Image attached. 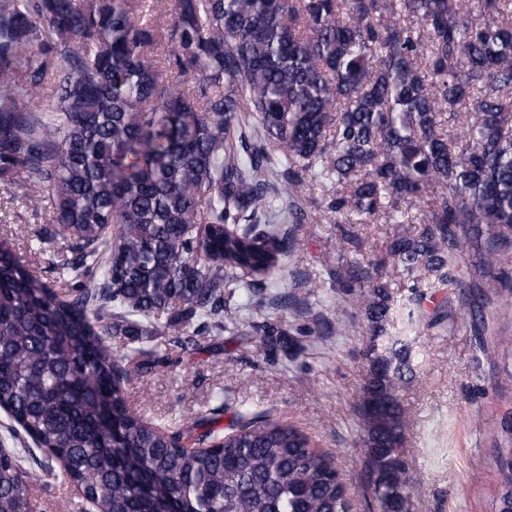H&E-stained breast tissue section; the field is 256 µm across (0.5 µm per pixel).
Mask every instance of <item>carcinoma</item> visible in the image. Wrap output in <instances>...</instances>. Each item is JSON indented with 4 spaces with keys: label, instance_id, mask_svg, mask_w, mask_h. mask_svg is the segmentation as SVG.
Instances as JSON below:
<instances>
[{
    "label": "carcinoma",
    "instance_id": "cac0c4a2",
    "mask_svg": "<svg viewBox=\"0 0 512 512\" xmlns=\"http://www.w3.org/2000/svg\"><path fill=\"white\" fill-rule=\"evenodd\" d=\"M0 0V178L50 212L30 250L50 283L0 240V408L61 464L95 512H349L333 456L268 411L242 407L207 448L208 418L161 429L128 402L112 336H157L167 315L196 332L251 325L224 290L265 288L305 210L284 193L336 183L324 208L359 247L380 213L408 276L409 318L454 317L448 289L485 330L482 285L512 259V0ZM427 203L416 220L406 210ZM67 242L60 261L53 242ZM378 338L388 286L351 263ZM357 401L377 512H412L400 340L372 342ZM29 449H0V512H32ZM163 485L162 497L143 484Z\"/></svg>",
    "mask_w": 512,
    "mask_h": 512
}]
</instances>
